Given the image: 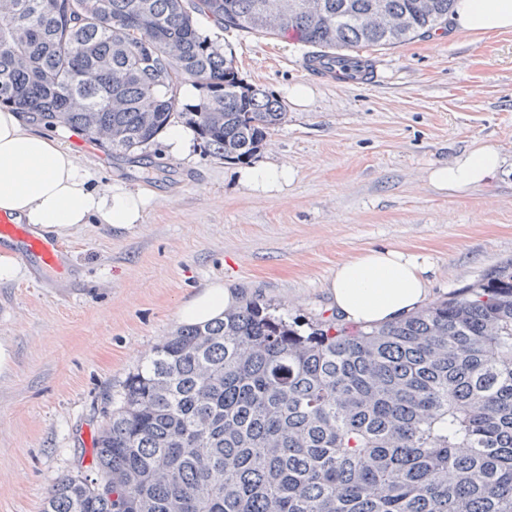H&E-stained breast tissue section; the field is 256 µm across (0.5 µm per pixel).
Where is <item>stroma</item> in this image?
Segmentation results:
<instances>
[{
	"label": "stroma",
	"instance_id": "obj_1",
	"mask_svg": "<svg viewBox=\"0 0 512 512\" xmlns=\"http://www.w3.org/2000/svg\"><path fill=\"white\" fill-rule=\"evenodd\" d=\"M223 38L248 82L279 98L295 84L311 90L259 154L297 178L283 194L255 195L199 141L179 158L159 138L147 161L125 163L49 129L92 187L119 183L151 203L142 223L63 237L66 276L24 263L0 283V344L12 355L0 374V512H42L54 481L90 456L106 403L210 282L311 320L330 312L336 265L374 247L430 255L431 303L512 261V31L440 30L371 49L376 74L363 84L313 74L289 36ZM479 141L505 160L489 184L458 197L428 182V169Z\"/></svg>",
	"mask_w": 512,
	"mask_h": 512
}]
</instances>
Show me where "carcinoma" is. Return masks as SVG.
I'll use <instances>...</instances> for the list:
<instances>
[{
	"mask_svg": "<svg viewBox=\"0 0 512 512\" xmlns=\"http://www.w3.org/2000/svg\"><path fill=\"white\" fill-rule=\"evenodd\" d=\"M405 18L373 28L377 2ZM0 0V105L128 158L173 123L246 163L286 112L221 33L283 36L366 79L455 0ZM211 30L205 32L200 22ZM184 82L199 102L178 108ZM43 512H512V262L397 321L306 329L252 301L185 324L130 374Z\"/></svg>",
	"mask_w": 512,
	"mask_h": 512,
	"instance_id": "obj_1",
	"label": "carcinoma"
}]
</instances>
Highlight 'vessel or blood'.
Returning a JSON list of instances; mask_svg holds the SVG:
<instances>
[{"instance_id": "obj_1", "label": "vessel or blood", "mask_w": 512, "mask_h": 512, "mask_svg": "<svg viewBox=\"0 0 512 512\" xmlns=\"http://www.w3.org/2000/svg\"><path fill=\"white\" fill-rule=\"evenodd\" d=\"M14 245L19 258L36 264L38 268L65 273L63 253L57 240L40 233L27 224H17L0 215V244Z\"/></svg>"}]
</instances>
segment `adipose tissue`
<instances>
[{"label": "adipose tissue", "instance_id": "obj_1", "mask_svg": "<svg viewBox=\"0 0 512 512\" xmlns=\"http://www.w3.org/2000/svg\"><path fill=\"white\" fill-rule=\"evenodd\" d=\"M456 31H512V0H457ZM503 158L499 148L476 143L466 153L430 169L429 182L456 196L492 180ZM251 193L283 192L296 173L284 163L251 164L238 171ZM149 198L123 185L97 190L65 144L32 131L23 116L0 108V214L20 224L64 234L98 219L117 228L141 223ZM427 256L399 246L368 249L340 262L326 280L330 305L347 323L372 326L396 320L423 306L428 293ZM236 294L214 281L180 311L189 323L223 318L237 307Z\"/></svg>", "mask_w": 512, "mask_h": 512}]
</instances>
